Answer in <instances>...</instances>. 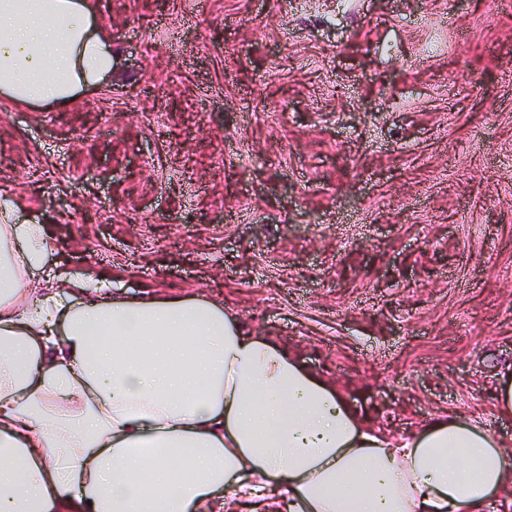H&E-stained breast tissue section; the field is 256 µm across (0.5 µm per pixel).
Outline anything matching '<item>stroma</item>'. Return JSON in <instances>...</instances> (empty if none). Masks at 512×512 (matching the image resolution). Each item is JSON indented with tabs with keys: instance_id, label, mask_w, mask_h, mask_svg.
Returning a JSON list of instances; mask_svg holds the SVG:
<instances>
[{
	"instance_id": "35a3bbf8",
	"label": "stroma",
	"mask_w": 512,
	"mask_h": 512,
	"mask_svg": "<svg viewBox=\"0 0 512 512\" xmlns=\"http://www.w3.org/2000/svg\"><path fill=\"white\" fill-rule=\"evenodd\" d=\"M112 75L0 100L46 273L204 292L375 424L512 451V0H98Z\"/></svg>"
}]
</instances>
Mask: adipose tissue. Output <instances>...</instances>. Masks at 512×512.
<instances>
[{
  "instance_id": "1",
  "label": "adipose tissue",
  "mask_w": 512,
  "mask_h": 512,
  "mask_svg": "<svg viewBox=\"0 0 512 512\" xmlns=\"http://www.w3.org/2000/svg\"><path fill=\"white\" fill-rule=\"evenodd\" d=\"M94 0H0V95L63 106L112 73ZM0 206V512H512V453L468 418L396 435L205 296L35 275Z\"/></svg>"
}]
</instances>
